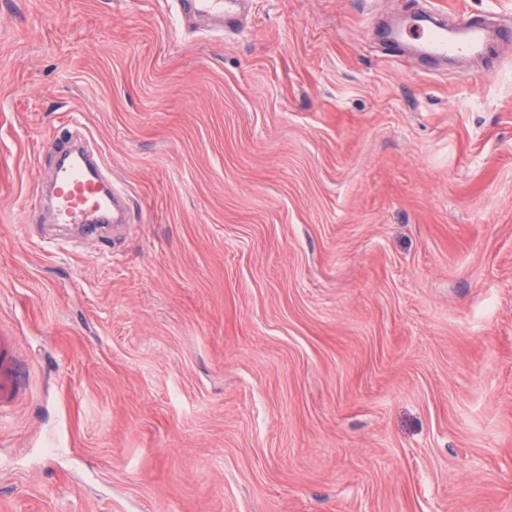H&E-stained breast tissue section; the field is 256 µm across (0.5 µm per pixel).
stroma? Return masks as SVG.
<instances>
[{"label":"stroma","mask_w":512,"mask_h":512,"mask_svg":"<svg viewBox=\"0 0 512 512\" xmlns=\"http://www.w3.org/2000/svg\"><path fill=\"white\" fill-rule=\"evenodd\" d=\"M512 0H0V512H512ZM79 120L130 198L39 204ZM184 16L206 15L223 21L226 28L236 27L241 19L239 0H177ZM415 36L424 56L454 58L481 53L486 46L484 27L473 19L470 12L462 10L456 13L452 30L438 31L419 20L409 28L398 33L388 32L386 39L392 43L406 40L407 35ZM22 391V369L12 339L0 336V418Z\"/></svg>","instance_id":"obj_1"}]
</instances>
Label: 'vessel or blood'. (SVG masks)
Masks as SVG:
<instances>
[{"mask_svg": "<svg viewBox=\"0 0 512 512\" xmlns=\"http://www.w3.org/2000/svg\"><path fill=\"white\" fill-rule=\"evenodd\" d=\"M184 16L206 15L236 27L241 19L240 0H177ZM415 36L424 55L454 58L481 53L486 46L484 27L470 12H457L452 30L438 31L418 21L408 31L387 33L397 43ZM57 211L62 223L83 225L96 232L100 225L118 219V207L124 198L115 188L106 186L98 164L90 160L88 139L80 127L69 131L64 143L54 185ZM22 391V369L10 337L0 336V412L11 405Z\"/></svg>", "mask_w": 512, "mask_h": 512, "instance_id": "vessel-or-blood-1", "label": "vessel or blood"}]
</instances>
